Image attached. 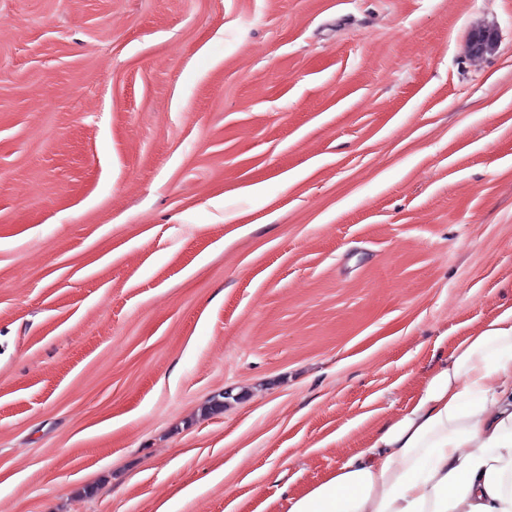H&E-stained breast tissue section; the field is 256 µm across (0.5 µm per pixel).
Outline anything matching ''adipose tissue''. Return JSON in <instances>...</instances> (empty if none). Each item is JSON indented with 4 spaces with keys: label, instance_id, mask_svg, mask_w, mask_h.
I'll return each instance as SVG.
<instances>
[{
    "label": "adipose tissue",
    "instance_id": "ef3b65f1",
    "mask_svg": "<svg viewBox=\"0 0 512 512\" xmlns=\"http://www.w3.org/2000/svg\"><path fill=\"white\" fill-rule=\"evenodd\" d=\"M288 512H512V305Z\"/></svg>",
    "mask_w": 512,
    "mask_h": 512
}]
</instances>
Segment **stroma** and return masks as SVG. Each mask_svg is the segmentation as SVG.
I'll return each instance as SVG.
<instances>
[{"instance_id": "stroma-1", "label": "stroma", "mask_w": 512, "mask_h": 512, "mask_svg": "<svg viewBox=\"0 0 512 512\" xmlns=\"http://www.w3.org/2000/svg\"><path fill=\"white\" fill-rule=\"evenodd\" d=\"M504 304L512 0H0V512H288Z\"/></svg>"}]
</instances>
